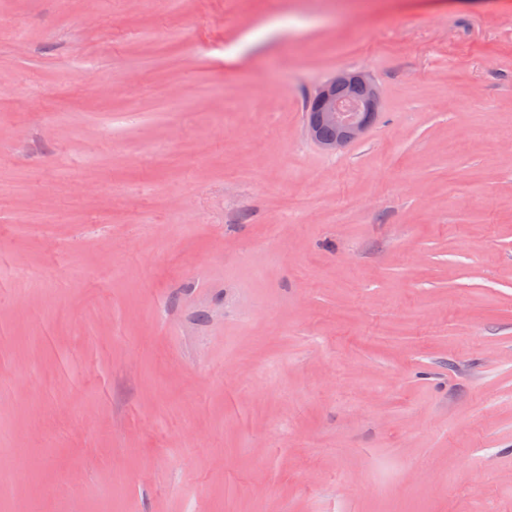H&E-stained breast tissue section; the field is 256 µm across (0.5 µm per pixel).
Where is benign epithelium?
Returning <instances> with one entry per match:
<instances>
[{
  "label": "benign epithelium",
  "mask_w": 512,
  "mask_h": 512,
  "mask_svg": "<svg viewBox=\"0 0 512 512\" xmlns=\"http://www.w3.org/2000/svg\"><path fill=\"white\" fill-rule=\"evenodd\" d=\"M309 138L324 152L336 154L360 141L375 124L382 108L377 84L365 73L343 71L329 78L309 101ZM333 131L329 138L321 129Z\"/></svg>",
  "instance_id": "7a95c632"
}]
</instances>
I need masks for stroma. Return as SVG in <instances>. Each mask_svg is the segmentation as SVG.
Masks as SVG:
<instances>
[{
  "label": "stroma",
  "instance_id": "35a3bbf8",
  "mask_svg": "<svg viewBox=\"0 0 512 512\" xmlns=\"http://www.w3.org/2000/svg\"><path fill=\"white\" fill-rule=\"evenodd\" d=\"M1 16L0 512H512V0ZM306 131L324 152L336 154L360 141L375 124L382 108L377 84L365 73L343 71L329 78L309 101ZM311 112V114H310ZM329 138L321 136V129Z\"/></svg>",
  "mask_w": 512,
  "mask_h": 512
}]
</instances>
